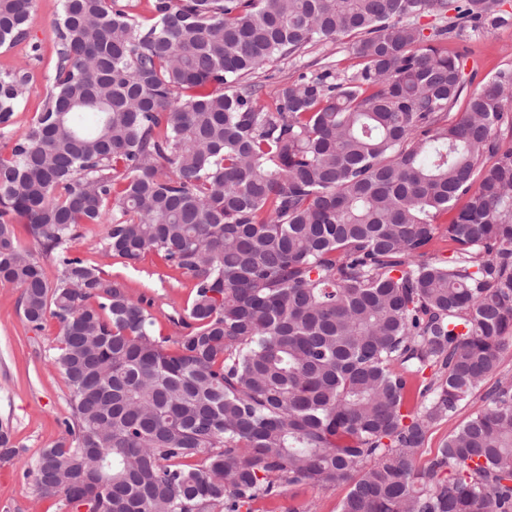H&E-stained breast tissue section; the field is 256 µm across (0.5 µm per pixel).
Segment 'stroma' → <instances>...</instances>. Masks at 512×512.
Masks as SVG:
<instances>
[{"mask_svg": "<svg viewBox=\"0 0 512 512\" xmlns=\"http://www.w3.org/2000/svg\"><path fill=\"white\" fill-rule=\"evenodd\" d=\"M61 12L62 0H32L26 37L10 48H0V72L26 76L19 107L9 125L0 127V147L11 146L32 124L51 90L58 62L55 22ZM446 48L461 55L467 79L481 82L499 70L512 68V22L491 30H466L460 38L448 41ZM325 63L348 74L361 66L349 40L340 39L308 46L301 56L275 61L254 79L271 90L296 80L310 65ZM103 236V226H90L71 241L72 255L99 265L106 278L124 284L129 296L148 302L155 317L154 334L181 335L193 298L192 279L166 266L152 252L132 266L105 257ZM20 296V289L0 285V428L9 429L20 450L18 457L0 462V512H65L58 498L36 496L34 477L25 468L63 435L70 415L65 382L50 362L59 344V325L50 318L37 330L25 326ZM484 396V391H476L455 413L433 424L420 451V462H427L481 407ZM348 491L345 484L327 489L289 488L280 503L303 507L305 512H340Z\"/></svg>", "mask_w": 512, "mask_h": 512, "instance_id": "obj_1", "label": "stroma"}]
</instances>
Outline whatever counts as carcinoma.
Wrapping results in <instances>:
<instances>
[{
    "label": "carcinoma",
    "instance_id": "carcinoma-1",
    "mask_svg": "<svg viewBox=\"0 0 512 512\" xmlns=\"http://www.w3.org/2000/svg\"><path fill=\"white\" fill-rule=\"evenodd\" d=\"M506 3L149 0L145 19L63 0L53 89L0 155V284L33 328L57 320L69 391L38 494L255 512L347 484L340 512H512V380L418 464L512 344V69L455 112L463 63L442 47L508 22ZM31 4L0 0V47ZM342 37L361 69L259 104L254 74ZM23 85L0 73V125ZM92 224L107 256L154 251L191 277L184 334L154 335L143 302L69 255Z\"/></svg>",
    "mask_w": 512,
    "mask_h": 512
}]
</instances>
